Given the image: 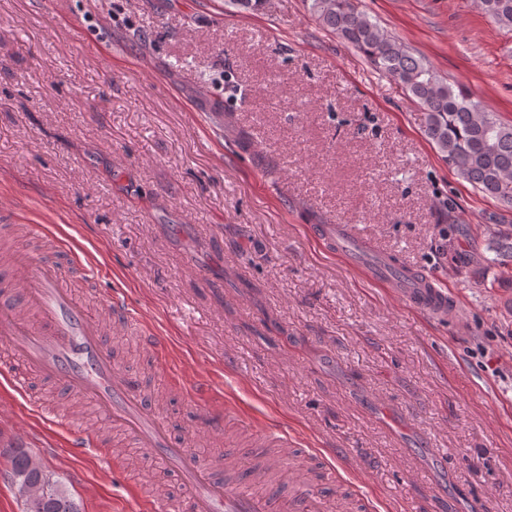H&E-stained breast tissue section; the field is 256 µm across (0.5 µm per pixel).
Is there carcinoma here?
<instances>
[{"mask_svg": "<svg viewBox=\"0 0 512 512\" xmlns=\"http://www.w3.org/2000/svg\"><path fill=\"white\" fill-rule=\"evenodd\" d=\"M481 8L500 27L512 30V0H481ZM310 10L420 105L426 113L425 134L448 166L481 193L512 207V124L484 111L465 91L454 90L430 64L359 11L354 0H310ZM488 249L512 261V233L495 237ZM8 463L16 487L41 489L37 498L23 500L24 512H79L63 485L36 467L27 449H11Z\"/></svg>", "mask_w": 512, "mask_h": 512, "instance_id": "1", "label": "carcinoma"}]
</instances>
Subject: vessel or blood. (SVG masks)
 I'll return each mask as SVG.
<instances>
[{"instance_id": "obj_1", "label": "vessel or blood", "mask_w": 512, "mask_h": 512, "mask_svg": "<svg viewBox=\"0 0 512 512\" xmlns=\"http://www.w3.org/2000/svg\"><path fill=\"white\" fill-rule=\"evenodd\" d=\"M31 232L46 236L54 252L0 261V334L6 336L11 357L0 362V379L16 393L28 396L23 379L30 373L80 395L122 433L124 444L109 445L93 428H76L61 422L70 455L96 451L102 458L118 459L125 443L141 448L147 458L163 462L179 479L184 497L177 510H169L161 491L138 497L139 512H324L312 474L289 482L274 478L269 468L272 453L288 455V433L260 429V447L254 448V468L244 476L233 467L216 475L213 467L195 457L186 444L176 442L165 419L147 402L140 381L120 367L105 344L109 329L116 328L137 339L161 358L169 347L134 311L128 300L107 296L106 317L88 311L77 299L74 282L93 279L98 266L85 258L83 249L58 226L35 224ZM330 249L347 257L354 269L365 270L374 280L398 289L401 297L420 313L448 320L457 317V301L433 279L414 273L399 261L383 257L362 266L348 246L360 243L354 226L323 225L318 230ZM165 378L183 388L198 411L199 422L213 434L224 427L221 399L207 395L203 387H182L177 366H168Z\"/></svg>"}]
</instances>
